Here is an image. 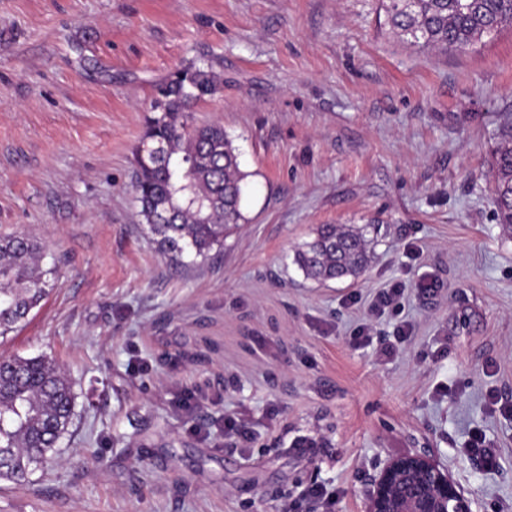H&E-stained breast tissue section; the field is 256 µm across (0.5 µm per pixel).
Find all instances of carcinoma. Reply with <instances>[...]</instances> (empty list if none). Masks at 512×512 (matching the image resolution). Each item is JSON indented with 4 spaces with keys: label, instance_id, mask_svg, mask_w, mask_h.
<instances>
[{
    "label": "carcinoma",
    "instance_id": "1",
    "mask_svg": "<svg viewBox=\"0 0 512 512\" xmlns=\"http://www.w3.org/2000/svg\"><path fill=\"white\" fill-rule=\"evenodd\" d=\"M394 37L422 49L466 50L512 25V0H382ZM203 62L157 90L142 144L135 150L139 216L159 251L175 264L202 262L242 220L243 183L232 140L219 124L197 125L190 107L215 92ZM490 173L496 220L512 233V113L499 126ZM30 232L0 236V336L48 296L54 269ZM372 259L366 229L323 224L294 262L318 284L357 277ZM75 394L65 369L46 356L0 357V478L17 484L52 457L73 424Z\"/></svg>",
    "mask_w": 512,
    "mask_h": 512
}]
</instances>
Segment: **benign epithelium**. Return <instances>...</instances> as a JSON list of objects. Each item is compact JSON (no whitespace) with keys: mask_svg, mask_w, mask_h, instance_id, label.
Segmentation results:
<instances>
[{"mask_svg":"<svg viewBox=\"0 0 512 512\" xmlns=\"http://www.w3.org/2000/svg\"><path fill=\"white\" fill-rule=\"evenodd\" d=\"M365 512H472L448 471L425 454L387 462L374 480Z\"/></svg>","mask_w":512,"mask_h":512,"instance_id":"obj_1","label":"benign epithelium"}]
</instances>
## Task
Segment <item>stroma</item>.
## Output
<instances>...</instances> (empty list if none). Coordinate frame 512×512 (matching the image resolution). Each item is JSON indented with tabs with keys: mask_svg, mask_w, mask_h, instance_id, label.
<instances>
[{
	"mask_svg": "<svg viewBox=\"0 0 512 512\" xmlns=\"http://www.w3.org/2000/svg\"><path fill=\"white\" fill-rule=\"evenodd\" d=\"M202 60L220 84L192 120L229 135L243 219L175 266L139 216L134 152L157 87ZM509 112L510 28L444 53L398 42L379 0H0V236L34 232L58 279L0 357L50 356L76 394L44 472L0 480V512H324L302 496L319 484L365 512L414 453L473 512H512V417L488 399L512 403V236L487 164ZM370 221L364 274L304 279L319 225ZM395 283L400 308L354 345ZM477 430L497 469L464 453ZM405 288H402L400 284H395L390 288H386L385 291L379 293L375 301H372L367 308L368 321L365 323L357 336L354 337V341L357 344H369L372 342L373 328L372 320L378 318L384 313L386 308H396L400 304V299L404 295Z\"/></svg>",
	"mask_w": 512,
	"mask_h": 512,
	"instance_id": "stroma-1",
	"label": "stroma"
}]
</instances>
